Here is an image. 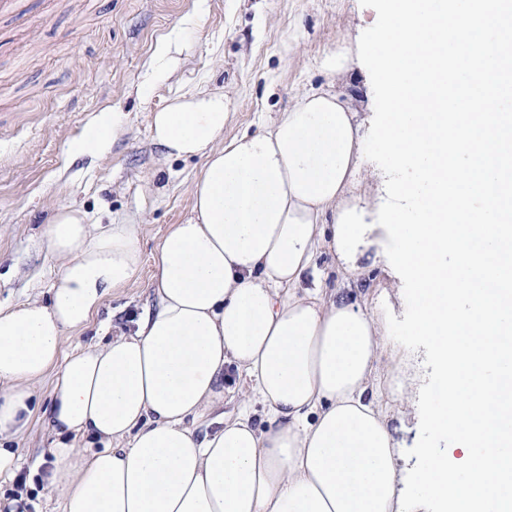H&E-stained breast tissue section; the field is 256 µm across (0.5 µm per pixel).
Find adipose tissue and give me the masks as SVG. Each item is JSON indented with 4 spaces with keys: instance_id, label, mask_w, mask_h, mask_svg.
I'll return each instance as SVG.
<instances>
[{
    "instance_id": "obj_1",
    "label": "adipose tissue",
    "mask_w": 512,
    "mask_h": 512,
    "mask_svg": "<svg viewBox=\"0 0 512 512\" xmlns=\"http://www.w3.org/2000/svg\"><path fill=\"white\" fill-rule=\"evenodd\" d=\"M356 118L331 86L230 139L223 94L154 112L166 156L204 159L188 215L157 249V305L133 334L67 355L64 332L88 326L143 258L138 225L55 210L49 301L0 307V483L53 370L45 481L63 512H404L377 367L385 338L344 288L302 285L336 251ZM241 385L236 415L197 437L189 420Z\"/></svg>"
}]
</instances>
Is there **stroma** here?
<instances>
[{"instance_id":"stroma-1","label":"stroma","mask_w":512,"mask_h":512,"mask_svg":"<svg viewBox=\"0 0 512 512\" xmlns=\"http://www.w3.org/2000/svg\"><path fill=\"white\" fill-rule=\"evenodd\" d=\"M377 19L359 0H13L0 11V306L47 299L59 263L43 230L57 206L75 205L95 223L139 225L144 263L134 280L110 294L85 330L65 332L64 351L88 347L102 328L132 333L153 308V256L191 204L202 158H170L153 143L152 112L183 94L223 93L230 117L225 138L257 132L291 108L306 90L327 84L326 55L347 53L344 86L358 103L360 135L374 115L370 75L358 58L361 33ZM116 132L101 151H80L78 139L103 111ZM358 185L347 199L374 223L385 176L359 158ZM360 306L384 320L402 316L403 285L385 265L369 268L352 289ZM424 350L387 342L381 373L402 390L384 392L400 455L419 437L418 392ZM52 432L33 420L16 442L23 460L0 492L25 494L26 512H61L58 495L37 486L48 468L39 457Z\"/></svg>"}]
</instances>
